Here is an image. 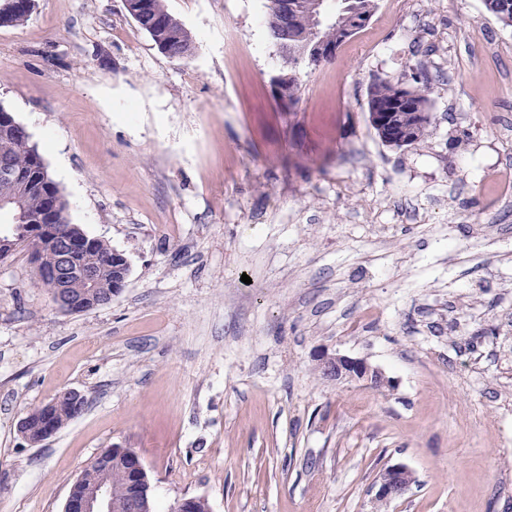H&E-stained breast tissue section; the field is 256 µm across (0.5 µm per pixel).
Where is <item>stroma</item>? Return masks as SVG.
Listing matches in <instances>:
<instances>
[{"mask_svg":"<svg viewBox=\"0 0 512 512\" xmlns=\"http://www.w3.org/2000/svg\"><path fill=\"white\" fill-rule=\"evenodd\" d=\"M191 59L123 0H35L0 26V107L71 223L123 253L110 304L58 310L29 253L0 262V512H63L102 449H135L157 512H512V28L483 0H379L333 61L297 71L269 0H166ZM428 78L429 136L372 128L378 77ZM386 377L330 381L320 358ZM79 391L28 443L20 419ZM402 465L414 481L376 500ZM300 88L301 84L299 83L296 71L292 67L283 70L273 79L275 96L282 102H288V105H294L298 101ZM83 408L81 411H78L77 409L74 408V405L71 403V401L69 399H67L66 397H61L59 402L55 405V407L52 408V411L50 412L51 419L55 420L60 425L62 424V428H63L71 420L76 418L83 411ZM46 413H47V410H46L45 405L37 407L28 413L27 416L31 419V422L28 427L30 431L34 430L38 426L39 422H41V423L43 422V419L45 418ZM27 416L20 420L19 427H22L23 429H25L24 431H25L26 437L31 443H38L40 441L41 442L46 441L49 438L53 437L58 432V425L55 421H53V422H51V425L46 427L45 431L43 428L44 425H42L41 426L42 431L38 435H35L37 432H34V434H31L27 428V425H28ZM412 482V473L404 466L387 469L380 477L376 499L388 502L401 497Z\"/></svg>","mask_w":512,"mask_h":512,"instance_id":"1","label":"stroma"}]
</instances>
